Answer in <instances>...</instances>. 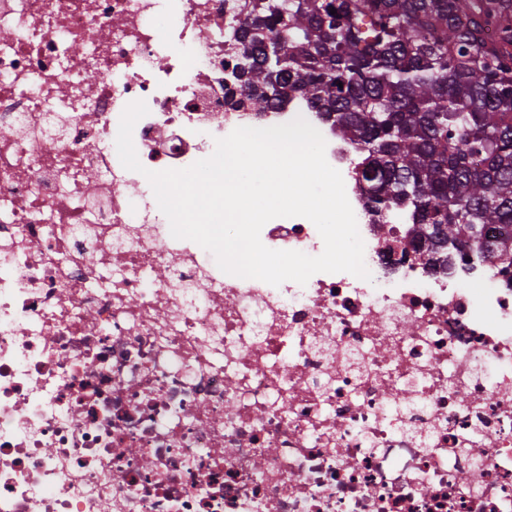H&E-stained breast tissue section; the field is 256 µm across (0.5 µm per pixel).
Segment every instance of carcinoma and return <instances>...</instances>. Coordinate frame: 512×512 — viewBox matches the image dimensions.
I'll return each instance as SVG.
<instances>
[{
	"label": "carcinoma",
	"mask_w": 512,
	"mask_h": 512,
	"mask_svg": "<svg viewBox=\"0 0 512 512\" xmlns=\"http://www.w3.org/2000/svg\"><path fill=\"white\" fill-rule=\"evenodd\" d=\"M224 55L233 109L300 97L332 122L371 223L512 270V0H244Z\"/></svg>",
	"instance_id": "carcinoma-1"
}]
</instances>
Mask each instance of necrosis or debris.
Segmentation results:
<instances>
[{"label":"necrosis or debris","instance_id":"1","mask_svg":"<svg viewBox=\"0 0 512 512\" xmlns=\"http://www.w3.org/2000/svg\"><path fill=\"white\" fill-rule=\"evenodd\" d=\"M241 0H0V512H512V286L407 225L359 224L370 280L272 286L173 238L125 169L238 127ZM316 256L312 222L261 230Z\"/></svg>","mask_w":512,"mask_h":512}]
</instances>
